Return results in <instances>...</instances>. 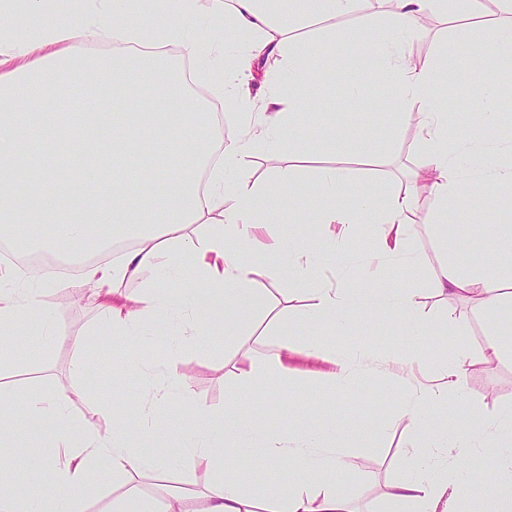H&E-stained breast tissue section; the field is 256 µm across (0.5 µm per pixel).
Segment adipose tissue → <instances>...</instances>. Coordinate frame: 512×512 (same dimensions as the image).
Segmentation results:
<instances>
[{"mask_svg":"<svg viewBox=\"0 0 512 512\" xmlns=\"http://www.w3.org/2000/svg\"><path fill=\"white\" fill-rule=\"evenodd\" d=\"M388 2V12L376 16L369 12L370 0H233L229 6L211 0L207 7L202 0H153L149 10L143 0H78L68 13L60 12L55 0H0V234L18 238L28 225H54L52 235L33 241L49 255L77 244L104 249L116 238L134 239L118 262L86 265L82 279L99 300L101 329L125 346L119 365L124 373L147 371L143 353L157 338L144 329L168 318L175 285L189 277L206 285L204 293L183 301L180 335L169 345L165 379L143 392L137 426L99 404L92 409L99 423L88 426L73 416L64 392L35 393L0 381V465L11 460L26 434L38 430L46 436L45 466L51 475L36 496L29 493L27 480L1 481L0 512H85L91 489L110 479L128 486L113 500L112 512H175L176 503L192 497V489L165 483L175 463L166 449L138 444L140 433L164 429L157 412L172 401L192 413L176 462L201 484L204 512H347L336 480L346 450L336 438L353 433L348 418L280 438L255 428L234 403L220 409L197 404L173 359L212 330L245 332L255 315L266 311L267 296L255 282L268 260L287 263L291 282L309 294L304 320L346 328L358 316L382 313L392 315L405 335L459 339L456 356L433 367L432 385L414 391L406 402L401 419L411 431L412 451L390 497L409 505L410 512H436L451 491L464 495L473 512H485L491 500L497 512H512V411L488 414L469 405L465 382L467 365L512 356V236L503 237L498 225L477 222L481 236L505 239L508 262L463 259L460 243L449 239L431 279L437 295L466 299L489 318L490 333L477 346L464 343L462 320L427 327L412 284L331 286L315 275L321 254L339 269L356 265L377 276L391 268H415L410 239L422 199L433 200L446 213L460 196L455 156L467 136L439 101L441 70L412 65L404 43L416 35L422 16L457 17L476 0ZM499 4L498 14L480 24L494 57L512 62V0ZM357 12L365 13L366 25L347 41L363 48L392 86L386 111L414 114L424 163L376 197L349 194L352 171L337 166L310 185L323 207L298 218L318 250L290 246L266 234L262 222L263 215L279 213L284 204L278 188L289 184L288 174L261 184L250 181L247 172L257 152L278 151L294 137L317 79L309 52L292 36L294 28L307 19ZM105 40L114 45L112 55L72 54L74 44ZM166 46L178 47L182 58L199 64L224 58L223 68L206 70L203 77L225 90L238 108L232 141H225L211 100L187 96L183 75L161 54ZM271 58L279 60L284 73L265 75L264 93L253 96L254 71ZM91 73L137 80L154 96L172 99L176 109L142 112L117 97L111 111H88L90 90L82 80ZM65 81L78 85L65 113L54 120L42 117L40 107ZM101 137L112 148L105 164L93 158ZM69 152L74 162L61 163ZM187 153L194 167L183 166ZM161 178L166 181L162 194L139 192L140 183ZM474 187L483 194L486 211H496L499 188L512 187V153L493 146L483 150ZM361 224L371 226L372 245L359 255L350 241ZM141 277L147 280L141 294L120 293V284ZM0 278L8 282L0 290V336L6 338L24 317L39 311L41 287L54 276L46 271L22 276L8 267L0 270ZM279 334L277 348L263 357L248 351L240 355L237 376L243 385L263 369L287 374L288 355L297 347L296 327L281 326ZM430 401L447 408L469 406V417L449 426L427 411ZM488 442L503 460L490 473L448 465L433 453L437 447L481 448ZM279 469L287 470V479L269 484L268 474ZM153 476L163 483L157 499L147 500L134 484Z\"/></svg>","mask_w":512,"mask_h":512,"instance_id":"1","label":"adipose tissue"}]
</instances>
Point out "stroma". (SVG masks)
Listing matches in <instances>:
<instances>
[{"label":"stroma","instance_id":"stroma-1","mask_svg":"<svg viewBox=\"0 0 512 512\" xmlns=\"http://www.w3.org/2000/svg\"><path fill=\"white\" fill-rule=\"evenodd\" d=\"M360 19L339 18L329 24L304 23L299 36L307 45L317 66L318 79L312 87L314 115L302 125L287 150L256 154L249 169L251 180L268 183L278 172L292 170L298 181L307 183L317 175L336 168L338 162L353 161L354 194L370 196L390 190L417 170L424 160L413 118H396L383 111L379 80H372L359 103H351L344 92V80L366 67L364 58L352 55L346 45L348 33L358 30ZM456 31L455 24L436 16L425 17L418 34L406 44L405 52L416 65L446 64L447 88L454 117L463 128L474 125L468 100V87L474 80L465 57L446 59L443 46ZM461 208L447 224H434L428 217L433 211L430 200H422L416 216L413 250L423 264L414 270H401L382 276L383 288L397 287L404 279L419 290L420 310L430 323L439 324L448 317L464 318L466 341L482 344L486 339L487 320L483 313L465 300H441L430 290V275L440 258V241L448 237L460 242L464 255L471 260H488L500 255L499 241L477 236L471 217L483 211V196L470 183H463ZM256 286L268 296L269 312L255 320L256 335L228 336L216 331L186 349L177 360L178 368L189 381L195 402L220 408L234 400L251 422L288 435L298 428L313 427L322 419L355 417L366 441L351 443L345 468L338 481L347 492L349 512H407L404 505L391 501L388 487L403 478L402 457L410 447V432L399 415L428 369L426 360H418L413 376L384 370L380 357L398 348L413 346L415 339L400 335L391 321L367 315L358 317L349 334H341L330 322L300 324L306 340L331 344L347 352L366 347L375 359L359 366L351 386H333L323 382L322 362L293 356L287 377L264 375L251 385H241L233 366L243 350L261 353L275 346L277 330L272 319L291 323L307 309L310 297L290 288L289 270L280 265L256 278ZM43 310L51 312L56 330L65 336L63 344L44 348L39 337L18 330L14 340L32 349L33 357L14 359L0 371L6 380L22 385H37L67 391L77 415L88 416L89 403L116 407L127 422L137 419V400L146 386L161 379L158 365L166 351L149 354L151 371L143 377L116 375L117 347L106 335L97 332V311L93 304L78 298L77 282L60 277L43 293ZM79 338L80 348H73L71 338ZM466 386L471 402L490 414L512 408V358L490 364L468 366ZM43 449L20 442L7 471L0 478L21 476L30 492H39L50 474L43 463Z\"/></svg>","mask_w":512,"mask_h":512}]
</instances>
